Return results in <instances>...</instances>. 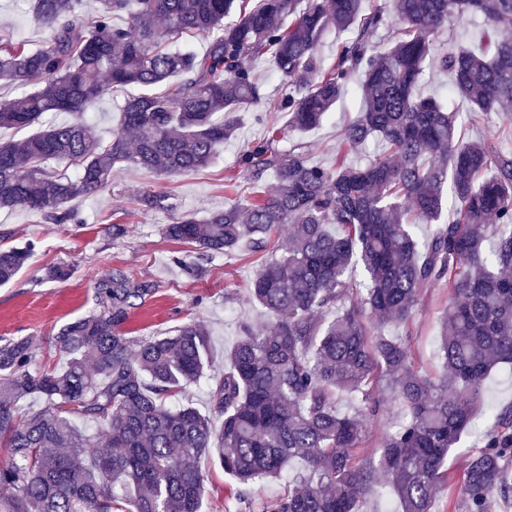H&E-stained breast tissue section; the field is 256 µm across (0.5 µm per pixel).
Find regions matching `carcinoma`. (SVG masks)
<instances>
[{
	"label": "carcinoma",
	"instance_id": "obj_1",
	"mask_svg": "<svg viewBox=\"0 0 512 512\" xmlns=\"http://www.w3.org/2000/svg\"><path fill=\"white\" fill-rule=\"evenodd\" d=\"M35 0L47 45L0 39V80L29 91L0 101V129L35 132L0 141V209L53 224L80 223L65 208L94 195L118 164L179 175L212 163L240 113L262 99L252 62L268 60L286 87L277 111L288 127L313 130L350 94L363 108L342 132L344 150L314 164L306 146L277 147L271 127L240 164L259 191L200 220L183 213L164 236L192 242L178 263L193 278L204 261L245 249L263 254L251 285L266 324H242L224 373L211 372L209 334L199 321L135 341L125 325L156 284L120 268L96 282V308L60 328V367L34 369L28 338L0 343V512H200V461L218 459L240 486L239 512H362L365 489L385 473L401 512H436L447 491L448 451L477 411L485 382L512 365V151L460 141L456 113L419 88L433 63L449 73L448 97L512 139V0ZM236 19H230V16ZM128 25L118 26L117 17ZM464 17L488 25L479 45L436 56L435 37ZM393 28L382 51L372 39ZM351 32L324 65L330 30ZM207 39L203 54L175 52L185 36ZM165 83L163 93L151 88ZM136 85L119 128L104 143L87 104ZM49 112L69 119L40 126ZM377 138L382 153L364 166L347 153ZM72 164L76 176L57 171ZM292 227L288 247L274 245ZM435 224L428 239L413 228ZM35 243L0 247V285L25 266ZM442 282L438 348L443 371L415 369L406 340L423 290ZM209 413L169 399L203 379ZM383 381L402 418L383 437L378 463L355 454ZM358 399L338 410L336 396ZM38 401L21 411V402ZM220 418V428L213 419ZM484 447L468 456L455 512H489L512 498V408L494 413ZM302 464L280 498L257 503L249 487Z\"/></svg>",
	"mask_w": 512,
	"mask_h": 512
}]
</instances>
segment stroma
<instances>
[{
  "label": "stroma",
  "instance_id": "35a3bbf8",
  "mask_svg": "<svg viewBox=\"0 0 512 512\" xmlns=\"http://www.w3.org/2000/svg\"><path fill=\"white\" fill-rule=\"evenodd\" d=\"M31 4L32 0H0V36L30 48L47 42L50 32L32 23ZM138 92V87L129 86L93 103L87 111L93 133L103 137L117 126L124 99ZM360 106L359 98L346 97L337 102L320 128L300 132L288 130L287 113L271 112L266 105H259L242 114L234 137L220 149L216 161L204 169L168 176L116 166L111 186L94 196L71 201V209L82 218L78 224H50L33 213L1 209L0 245L33 240L37 247L14 280L0 286V340L31 338L39 364L49 367L59 363L55 334L61 326L94 308L97 279L120 266L157 285L154 297L137 309L127 324L129 336L164 335L189 320H199L210 331L216 362H223L241 334L243 321L256 325L266 321L253 307L248 293V284L262 259L246 251L228 257L218 255L209 263L205 278L195 281L177 263L178 258L192 257L193 245L166 238L163 226L185 212L204 218L208 212L252 191L253 184L240 166V155L247 146L266 137L268 126L284 129L280 149H288L299 140L307 145L312 162L330 164L341 146L343 127L356 117ZM147 193L168 195L169 207H142L139 198ZM115 224L125 227L124 236L118 239L111 232ZM60 263L70 266L69 278L48 279V269ZM447 302L444 286L425 289L408 329L415 366L426 374L442 370L437 336ZM203 470L206 492L202 512H234L236 483L219 464L204 463Z\"/></svg>",
  "mask_w": 512,
  "mask_h": 512
}]
</instances>
